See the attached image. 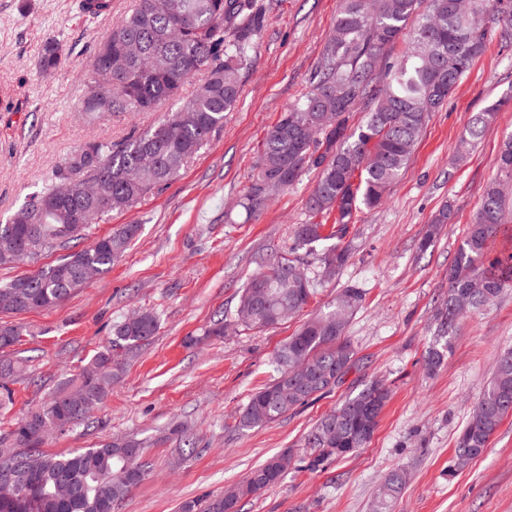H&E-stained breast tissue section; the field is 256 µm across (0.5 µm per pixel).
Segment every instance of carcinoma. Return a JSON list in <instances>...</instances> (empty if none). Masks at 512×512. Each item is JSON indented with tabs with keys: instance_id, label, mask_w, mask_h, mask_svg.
<instances>
[{
	"instance_id": "cac0c4a2",
	"label": "carcinoma",
	"mask_w": 512,
	"mask_h": 512,
	"mask_svg": "<svg viewBox=\"0 0 512 512\" xmlns=\"http://www.w3.org/2000/svg\"><path fill=\"white\" fill-rule=\"evenodd\" d=\"M266 21L258 0H135L107 37L89 49L87 93L81 111L95 120L115 113L157 112L180 100L185 85L194 88L179 107L152 126L117 142L92 139L53 169L48 184L29 194L0 223V265L20 264L46 252H62L35 272L0 285V312L21 313L62 304L89 281L108 272L138 235L140 225L124 224L84 246L89 225L80 210L97 199L132 208L168 187L187 164L224 127V114L238 102L242 75L252 64L256 38ZM139 43L137 59L124 52ZM512 44V0H341L331 33L310 79L309 89L267 131L258 153L256 178L246 197L254 212L270 196L295 184L310 170L316 183L307 200L310 221L297 226L289 254L262 259L242 289L231 323L249 330L274 328L300 312L318 293L321 272L347 258L341 246L354 217L382 204L405 172L423 127L439 111L487 44ZM403 42L393 56L389 49ZM112 61L116 87L95 82L94 68ZM62 48L42 47V66H59ZM362 111L358 124L350 120ZM499 105L470 114L457 151L465 160L496 120ZM74 186L62 199L57 187ZM512 183V136L500 147L498 173L484 189L480 207L448 266V298L438 312L437 336L425 352L435 371L451 352L462 319L495 301L512 286V254L493 255L491 246L506 221L504 186ZM336 214L331 228L314 221ZM336 240L310 272L291 257L298 249ZM364 299L347 288L311 317L277 350L278 376L251 395L236 421L238 429L271 424L314 396L339 384L354 350L345 337L353 312ZM160 317L152 310L132 312L112 326L110 345L79 376L46 402L36 405L10 430L9 447L0 448V469L19 462L29 480L20 488L24 507L0 503V512H117L123 500L150 473L144 442L134 436L79 448L65 454L43 451L40 428L55 423L60 431L86 419L101 406L123 369L122 355L155 336ZM23 328L0 327V349L20 341ZM22 372L19 362L0 356V406L10 401L6 382ZM384 408L388 391L373 380L321 418L306 436L313 457L308 469L336 456L338 448L366 447L379 420L365 424L362 410L372 396ZM512 415V350L497 360L481 399L460 431L455 465L480 457L504 418ZM294 456L283 451L254 468L244 480L208 498L182 503L178 512H240L241 501L275 487ZM401 471L389 473L375 498L374 512H391L405 488Z\"/></svg>"
}]
</instances>
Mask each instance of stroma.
<instances>
[{
    "mask_svg": "<svg viewBox=\"0 0 512 512\" xmlns=\"http://www.w3.org/2000/svg\"><path fill=\"white\" fill-rule=\"evenodd\" d=\"M132 0H112L110 15L85 20L74 0H0V222L51 169L92 139L118 140L145 129L157 113H117L91 123L77 107L86 93V48L101 40ZM340 0H271L254 61L224 127L180 178L137 207L93 225L94 235L136 224L139 235L107 273L60 306L0 314V325L24 328L8 354L25 368L0 409V448L18 418L50 399L107 345L112 326L132 311L158 313L161 328L137 349L88 420L50 437L44 449L66 453L135 434L149 442L152 473L120 512H177L180 503L223 492L278 452L308 456L309 430L371 380L389 390L378 427L363 449L317 471L290 469L274 488L244 500L241 512H372L389 472L407 484L394 512H512V416L484 454L453 470L458 434L483 395L498 357L512 348V288L465 318L451 353L428 372L424 353L448 296V267L498 172L499 149L512 135V46L491 41L447 104L432 113L408 167L386 201L358 213L343 240L349 258L300 318L263 331L229 327L223 337L187 345L215 313L233 312L259 256L287 253L316 173L302 176L257 213L241 202L257 173L258 150L282 112L309 88ZM62 46L60 68L43 70L40 49ZM502 101L489 132L461 165L455 147L470 113ZM451 203L455 218L427 250L419 243L433 215ZM365 292L346 335L355 350L342 382L267 426L241 431L240 410L272 382L274 354L344 288ZM193 426L200 452L170 437L173 423Z\"/></svg>",
    "mask_w": 512,
    "mask_h": 512,
    "instance_id": "35a3bbf8",
    "label": "stroma"
}]
</instances>
